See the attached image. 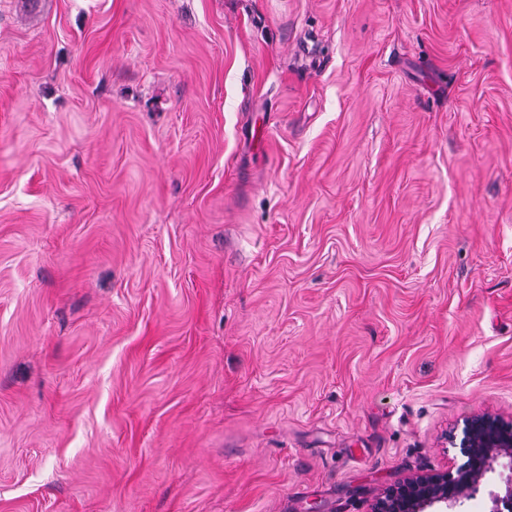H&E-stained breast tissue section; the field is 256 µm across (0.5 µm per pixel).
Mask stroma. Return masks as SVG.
Instances as JSON below:
<instances>
[{
	"mask_svg": "<svg viewBox=\"0 0 512 512\" xmlns=\"http://www.w3.org/2000/svg\"><path fill=\"white\" fill-rule=\"evenodd\" d=\"M512 419V0H0V512H370Z\"/></svg>",
	"mask_w": 512,
	"mask_h": 512,
	"instance_id": "1",
	"label": "stroma"
}]
</instances>
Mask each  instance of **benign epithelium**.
Segmentation results:
<instances>
[{
	"mask_svg": "<svg viewBox=\"0 0 512 512\" xmlns=\"http://www.w3.org/2000/svg\"><path fill=\"white\" fill-rule=\"evenodd\" d=\"M459 448L465 461L455 472L408 476L380 490L370 512H453L480 493L487 512H512V419L471 417ZM498 465L509 473L493 482L490 475Z\"/></svg>",
	"mask_w": 512,
	"mask_h": 512,
	"instance_id": "1",
	"label": "benign epithelium"
}]
</instances>
